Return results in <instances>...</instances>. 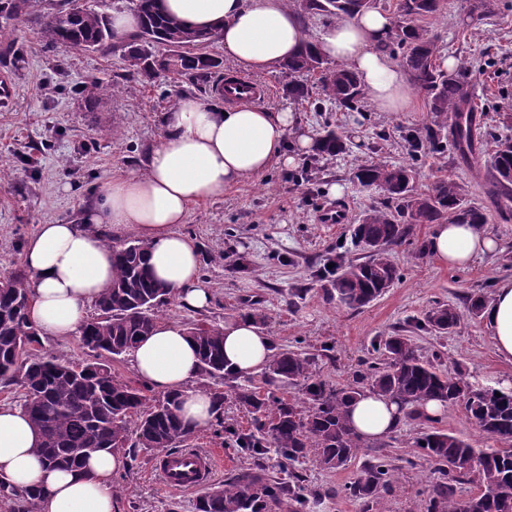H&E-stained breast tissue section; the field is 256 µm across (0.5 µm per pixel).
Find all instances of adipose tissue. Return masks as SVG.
Here are the masks:
<instances>
[{"label": "adipose tissue", "instance_id": "1", "mask_svg": "<svg viewBox=\"0 0 512 512\" xmlns=\"http://www.w3.org/2000/svg\"><path fill=\"white\" fill-rule=\"evenodd\" d=\"M162 6L188 26L217 30L234 67L256 77L304 48L301 18L285 0H162ZM393 30L389 14L369 10L330 24L313 43L358 76L366 101L380 112H404L411 104L406 73L383 50ZM316 147L315 135L299 125L291 107L242 101L227 108L197 96L180 98L143 170L104 183L79 223L43 224L28 239V317L40 337L77 335L89 305L112 282V252L104 239L129 230L148 244L152 275L185 307H205L211 290L201 275L200 249L177 225L186 223L193 206L258 180L272 165L292 166L297 153ZM498 248V238L479 224H438L429 239L432 255L451 269ZM482 320L499 359L512 365V278L498 282ZM223 332L226 370L245 377L263 368L271 341L250 317L225 321ZM130 358L143 384L178 395L176 413L184 424L200 429L210 423L214 404L193 385L198 354L184 327L157 323ZM349 417L360 435L379 439L397 428L403 414L397 404L368 394L352 403ZM38 442L27 410L0 403V481L18 491L40 489V512H114L112 476L124 467L121 452L93 454L82 469L70 470L39 456Z\"/></svg>", "mask_w": 512, "mask_h": 512}]
</instances>
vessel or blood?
Returning <instances> with one entry per match:
<instances>
[{
  "label": "vessel or blood",
  "instance_id": "b4317fda",
  "mask_svg": "<svg viewBox=\"0 0 512 512\" xmlns=\"http://www.w3.org/2000/svg\"><path fill=\"white\" fill-rule=\"evenodd\" d=\"M216 90L229 103L244 98L261 100L271 93L270 88L257 85L249 78L237 74L223 75ZM221 460L222 456L216 450L176 451L160 455L154 470L159 474L165 489L197 490L206 486Z\"/></svg>",
  "mask_w": 512,
  "mask_h": 512
}]
</instances>
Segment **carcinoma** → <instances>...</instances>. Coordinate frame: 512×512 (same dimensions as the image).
I'll return each instance as SVG.
<instances>
[{"instance_id":"1","label":"carcinoma","mask_w":512,"mask_h":512,"mask_svg":"<svg viewBox=\"0 0 512 512\" xmlns=\"http://www.w3.org/2000/svg\"><path fill=\"white\" fill-rule=\"evenodd\" d=\"M42 0H0V19L21 17L39 25L51 46L104 52L112 49V22L80 0H63L44 11ZM140 26L126 44L127 71L124 80L151 82L160 74L173 73L200 88L218 75L223 61L207 47L215 31L188 28L166 14L158 0H128ZM306 14L327 21L376 8V0H301ZM440 0H399L394 34L383 50L398 48L414 85L426 94L432 125L423 133L406 136L410 155L424 151L443 154L453 150L465 162L475 156L476 124L472 88L465 66L444 71L435 60L437 43L416 20L435 15ZM288 77V97L305 101L313 86L308 77L318 73L319 90L336 106L355 111L364 104L355 75L327 67L312 47L283 65ZM319 152L343 150L340 135L328 130L319 138ZM490 175L488 197L495 202L512 201V140L497 142L484 162ZM356 179L383 193L381 206L366 212L353 230L367 254L362 261L343 263L332 259L335 275L321 285L340 305L359 310L380 297L397 279L390 250L404 242L414 224H484L482 209L465 202L463 188L452 179L437 181L426 194L412 186L413 169L377 161L359 169ZM112 284L95 302L96 312L81 327L79 335L90 359L82 364L59 360L43 351L37 329L28 320L32 300L30 277L16 269L0 277V388L19 386L24 407L40 436L38 452L51 464L67 469L85 465L92 454L124 448H176L195 434L176 414V396L167 394L146 408L144 388L112 373V362L130 351L157 322L158 309L175 296L147 271L148 246L142 240L115 245ZM459 314L449 304L426 313L418 329L447 334L456 327ZM197 346L198 375L213 379H237L224 370V336L221 328L193 324L186 328ZM378 361L355 371L352 381L333 387L313 382L311 358L293 351L271 355L261 373L266 391L248 377L234 386L236 401L251 414L255 432L240 433L225 428L236 450L261 458L274 448L286 468L309 455L324 469H338L356 458L367 441L351 427L345 408L365 391L397 403L404 417L429 424L414 441L420 456L434 465L438 474L429 489L427 512H512V390L472 383L463 372L441 368L435 354L426 359L413 339L394 334L374 345ZM283 385L303 387L302 396L285 400L275 390ZM429 401L442 405L464 403L474 422L499 444L475 448L461 435L434 426L438 419L426 415ZM393 468L383 456L365 461L345 486L346 494L374 512L378 499L394 490ZM474 479L481 492L461 501L457 485ZM305 479L292 472L285 478L268 476L248 468L238 471L197 499V512H308L310 498ZM0 497L11 502L15 512H26L39 499L31 490L19 493L0 484Z\"/></svg>"}]
</instances>
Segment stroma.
<instances>
[{
	"instance_id": "stroma-1",
	"label": "stroma",
	"mask_w": 512,
	"mask_h": 512,
	"mask_svg": "<svg viewBox=\"0 0 512 512\" xmlns=\"http://www.w3.org/2000/svg\"><path fill=\"white\" fill-rule=\"evenodd\" d=\"M471 0H441L437 16L421 27L438 43L442 55L466 65L477 119L485 133L481 152L492 153L498 139L512 136V0H498L494 17L468 16ZM13 79V100L0 107V274L23 266L26 241L39 225L78 222L94 191L112 175L142 168L150 146L161 136L172 100L191 93L189 84L160 75L152 82L122 81L124 46L115 42L104 53L51 47L36 25L18 21L0 31V73ZM100 79L107 89L86 97L84 82ZM122 82L120 92L109 91ZM301 125L314 133L342 134V153H309L293 167H272L253 183L225 191L223 198L193 207L181 234L198 244L202 274L213 290L208 308L191 310L174 302L161 321L182 326H222L242 314L266 317L273 351H298L314 360L316 379L333 386L351 380L373 346L395 329H410L423 356L440 354L447 368L461 367L470 381L497 382L511 368L499 363L481 318L468 311V298H490L499 280L512 276V219L489 206L485 170L455 153L411 158L405 137L430 122L427 100L413 91L405 112L367 107L346 112L336 105H294ZM413 163L415 188L427 191L441 178L459 183L468 203L483 208L488 232L501 240V252L464 269L441 267L427 244L433 227L414 225L411 235L391 250L399 278L368 306L352 311L327 299L317 272L327 257L358 260L362 248L352 239L354 224L378 205L382 194L361 186L355 171L376 161ZM339 206L347 219L322 221L324 210ZM453 305L460 320L445 336L418 331L414 322L436 303ZM421 425L402 419L379 441L380 452L395 469V489L381 499L379 512H426L433 468L419 458L413 442ZM189 447L219 448L224 465L211 480L220 486L237 470L252 467L249 457L229 444L223 430H198ZM132 468L116 473L112 484L117 512H196L198 491L166 490L152 471L157 452L136 449ZM357 463L338 470L321 468L314 458L293 467L308 489H334L331 497L310 502V512H361L343 493Z\"/></svg>"
}]
</instances>
